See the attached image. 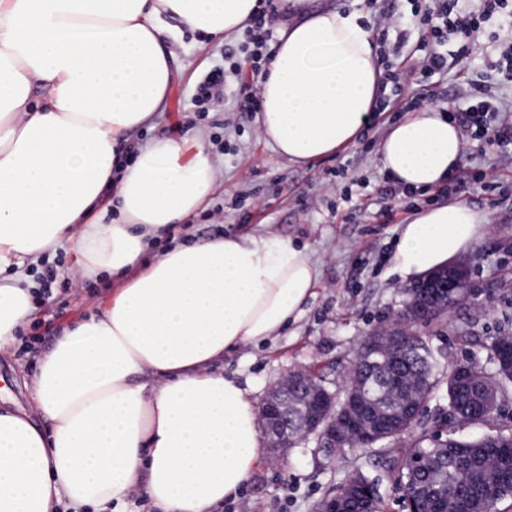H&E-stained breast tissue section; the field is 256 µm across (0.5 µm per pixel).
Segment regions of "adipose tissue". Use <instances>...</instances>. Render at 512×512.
<instances>
[{
	"label": "adipose tissue",
	"instance_id": "ef3b65f1",
	"mask_svg": "<svg viewBox=\"0 0 512 512\" xmlns=\"http://www.w3.org/2000/svg\"><path fill=\"white\" fill-rule=\"evenodd\" d=\"M258 0H0V352L33 314L30 273L65 246L73 276L118 281L105 303L43 352L26 379L31 412L0 409V512H217L265 455L250 387L224 358L301 318L318 270L309 245L266 233L179 239L218 185L203 134L153 126L186 32L244 34ZM377 46L357 12L282 24L259 76V132L288 161L354 143L379 89ZM462 136L425 106L379 148L396 185L430 191L457 166ZM112 191L111 207L100 199ZM488 213L419 210L393 261L407 280L476 247ZM49 422L48 432L33 414Z\"/></svg>",
	"mask_w": 512,
	"mask_h": 512
}]
</instances>
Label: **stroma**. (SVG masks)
I'll return each mask as SVG.
<instances>
[{"label": "stroma", "mask_w": 512, "mask_h": 512, "mask_svg": "<svg viewBox=\"0 0 512 512\" xmlns=\"http://www.w3.org/2000/svg\"><path fill=\"white\" fill-rule=\"evenodd\" d=\"M511 38L512 24L494 18L470 45L471 69L489 72L498 41ZM185 41L189 49L179 54L181 71L155 127L136 133L124 153L134 159L157 135L183 138L202 129L222 173L208 207L188 225V240L260 230L309 245L319 281L302 318L271 346L225 358L224 370L239 373L259 400L288 369L314 363L324 369L325 386L342 391L364 336L391 320L409 286L392 265L401 224L439 198L433 192L397 203L383 197L389 182L379 166L378 150L399 113H385L336 155L310 165L290 163L261 138L258 115L248 110L242 94L252 74L249 39L220 41L190 34ZM216 69L223 71L225 83L218 103L207 109L199 87ZM428 84L438 94L437 107L445 109L469 106L483 93L452 72L434 75ZM450 182L452 200L488 211L491 230L475 251L463 256L469 266L470 298L448 316L412 325L411 330L448 361L466 355L482 363L491 337L512 335V163L503 162L497 145L466 143ZM73 262L64 249L42 262L44 289L34 301V318L21 332L22 347L0 354V389H9L14 409L31 408L29 392L19 379L35 370L36 353L47 350L63 327L112 295L109 277H99L90 287L71 281L67 270ZM383 465L374 449L349 448L331 455L311 438L284 455L266 454L239 499L227 503L223 512H315L316 503L349 474L359 471L371 477Z\"/></svg>", "instance_id": "1"}]
</instances>
